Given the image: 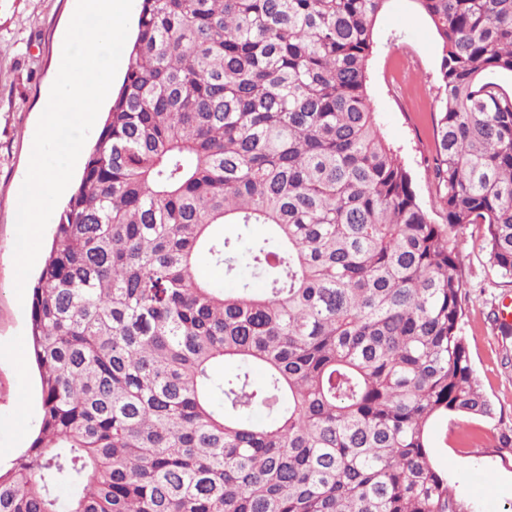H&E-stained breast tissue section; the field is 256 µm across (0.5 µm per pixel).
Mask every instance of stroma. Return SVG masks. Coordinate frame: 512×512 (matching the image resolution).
Returning <instances> with one entry per match:
<instances>
[{
	"label": "stroma",
	"mask_w": 512,
	"mask_h": 512,
	"mask_svg": "<svg viewBox=\"0 0 512 512\" xmlns=\"http://www.w3.org/2000/svg\"><path fill=\"white\" fill-rule=\"evenodd\" d=\"M77 0H0V463L9 464L33 437L40 410L37 370L19 371L9 346L27 347L29 304L14 291L18 199L27 158L60 69V45ZM367 93L388 142L410 170L418 197L432 208L431 161L437 102L433 77L442 44L416 0H388L374 28ZM479 224L458 226L449 245L459 253L463 288L461 333L481 388L512 428V334L498 311L512 305L483 247ZM434 465L472 512H512V451L497 448L478 419L442 417L433 424Z\"/></svg>",
	"instance_id": "1"
}]
</instances>
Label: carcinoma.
<instances>
[{
    "label": "carcinoma",
    "mask_w": 512,
    "mask_h": 512,
    "mask_svg": "<svg viewBox=\"0 0 512 512\" xmlns=\"http://www.w3.org/2000/svg\"><path fill=\"white\" fill-rule=\"evenodd\" d=\"M386 2L139 0L32 285L41 413L0 512H469L430 423L496 417L448 234L486 226L512 279V95L479 80L512 72V0H415L442 41L445 224L367 93ZM243 257L264 287L196 274ZM112 97V95H111ZM111 97L108 99V101L105 103V105L103 106L101 112L98 114V118H97V121H96V124L94 126V128L92 129L91 133L89 134V137L81 151V154L79 156V159L77 161V164L75 166V170H74V174H73V178L69 184V186L67 187V189L65 190V192L63 193V195L61 196L60 200L58 201L55 209H54V212L52 214V217L46 227V230L44 232V236H43V241H42V247H41V250H40V253H39V256L37 258V261L35 263V266L31 272V274L29 275L28 279L29 280L30 278L33 279L34 276L37 274V272L39 271L41 265H42V262H43V259L46 255V253L48 252L49 248H50V245H51V242H52V226L51 224L54 222V218L59 214V211L60 209L63 207V205L66 203L67 199H68V195H69V192L72 188V186L80 179L81 177V174H82V171H83V168H84V165H85V162H86V159H87V155H88V152H89V149L93 143V140H94V137L97 133V131L99 130L103 120H104V116H105V112H107L108 110V107H109V104H110V101H111Z\"/></svg>",
    "instance_id": "1"
}]
</instances>
